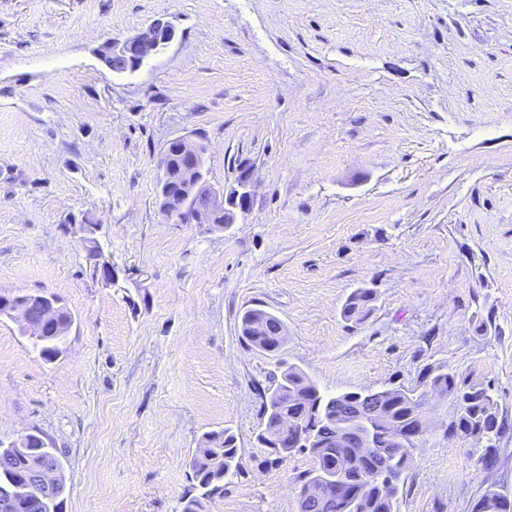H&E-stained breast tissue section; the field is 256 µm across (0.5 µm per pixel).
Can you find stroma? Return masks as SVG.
<instances>
[{"mask_svg": "<svg viewBox=\"0 0 512 512\" xmlns=\"http://www.w3.org/2000/svg\"><path fill=\"white\" fill-rule=\"evenodd\" d=\"M169 21L132 73L105 40ZM208 146L218 186L252 172L222 228L159 212L172 138ZM95 217L112 280L65 225ZM376 300L362 321L342 308ZM63 298L45 361L0 317V436L59 451L63 512H175L205 433L240 470L208 512H298L308 454L269 462L260 392L277 358L327 394L417 386L447 365L489 383L512 425V0H0V293ZM284 323L274 357L245 310ZM436 407L399 512H471L512 495L498 462L449 439ZM375 296L370 289H357L347 298L343 307V316L347 320H363L372 309ZM278 324L285 326L275 314L261 308H250L241 316L240 336L251 346L277 357L287 335L286 330L281 328V336H278ZM471 512H512V497L490 486L473 503Z\"/></svg>", "mask_w": 512, "mask_h": 512, "instance_id": "obj_1", "label": "stroma"}]
</instances>
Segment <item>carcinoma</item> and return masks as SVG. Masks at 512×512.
<instances>
[{
	"label": "carcinoma",
	"mask_w": 512,
	"mask_h": 512,
	"mask_svg": "<svg viewBox=\"0 0 512 512\" xmlns=\"http://www.w3.org/2000/svg\"><path fill=\"white\" fill-rule=\"evenodd\" d=\"M101 60L115 73L130 72L135 65L128 56L102 45ZM375 300L369 289H357L347 298L343 316L360 321L370 313ZM281 319L261 308L246 310L239 322L240 336L251 346L277 357L270 384L261 393L263 422L257 441L275 460L295 453H306L312 467L295 477L294 490L298 512H398L399 486L386 478L368 479L366 475L388 465L403 472L408 468L411 449L401 447L396 436H424L430 425L431 408L415 390L388 388L381 397L384 420L377 425L375 445L370 452L360 448L357 436L340 437L339 426L356 418L367 403L355 392L334 396L321 392L299 367L279 357L285 337L278 335ZM74 324L67 307L57 311L56 326L47 335L32 337L33 345L44 359L59 352ZM422 384L439 392L449 402L457 433L483 443V462L491 469L497 458V443L509 425L499 416V402L493 388L463 376L447 367L430 368L422 375ZM297 417L302 428L293 432L279 424L280 416ZM31 433L20 446H0V512H63L66 492L57 449ZM235 436L225 430L204 434L199 447L188 460L191 486L182 496L177 512H206L207 504L224 496V481L238 473ZM44 466L56 470L57 483L48 487L32 481ZM332 467L340 472L336 490L317 493L309 487V477L318 469ZM25 483L32 492L24 497L5 499L10 484ZM471 512H512V497L490 486L473 503Z\"/></svg>",
	"instance_id": "1"
}]
</instances>
